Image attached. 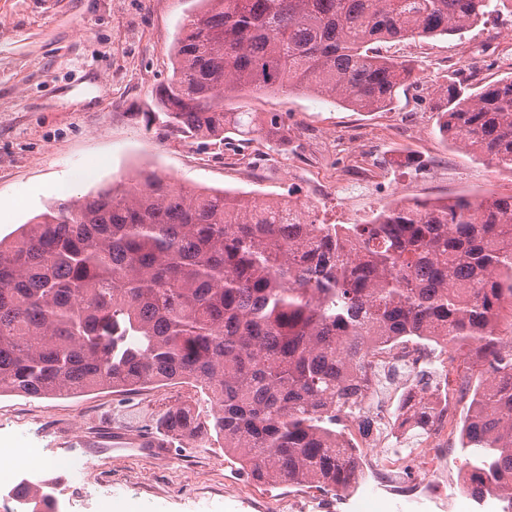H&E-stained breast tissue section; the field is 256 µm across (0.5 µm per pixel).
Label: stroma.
<instances>
[{"instance_id":"stroma-1","label":"stroma","mask_w":512,"mask_h":512,"mask_svg":"<svg viewBox=\"0 0 512 512\" xmlns=\"http://www.w3.org/2000/svg\"><path fill=\"white\" fill-rule=\"evenodd\" d=\"M188 7L186 0H0V237L59 197H81L146 169L178 182L214 189L293 196L328 224H356L384 205L405 199L442 202L459 195L512 194V170L445 142L437 113L445 104L440 84L454 80L476 88L512 75L499 62L504 49L496 19H483L460 35L380 43L382 55L409 60L420 73L396 107L364 112L304 91L251 99L258 112L282 113L287 141L257 139L244 151L208 139L183 140L145 128L141 113L156 87L172 74L170 49ZM482 49L459 70V51ZM356 136L357 150L377 156L380 178L392 191L349 182L317 184L323 158L312 132ZM264 152L269 162L248 166ZM211 405L189 383L146 387L136 393L93 391L53 398L0 396V449L15 438L36 448L35 468L65 482L58 457L84 448L94 470L129 488L112 512H353L361 495L375 494L383 512H448L461 493L454 480L466 451L460 429L466 413L454 401L448 419L422 432L384 424L382 444L359 451L362 478L335 494L309 486L255 481L223 449L194 448L157 456L116 453V436L155 431L169 409Z\"/></svg>"}]
</instances>
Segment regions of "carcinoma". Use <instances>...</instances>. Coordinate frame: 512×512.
<instances>
[{
	"label": "carcinoma",
	"instance_id": "carcinoma-1",
	"mask_svg": "<svg viewBox=\"0 0 512 512\" xmlns=\"http://www.w3.org/2000/svg\"><path fill=\"white\" fill-rule=\"evenodd\" d=\"M174 42L172 76L142 116L169 135L237 151L287 140L282 113L254 94L296 90L372 112L418 82L374 44L461 34L512 0H197ZM440 132L512 169V76L465 95L452 81ZM512 195L393 204L361 224H324L278 199L188 187L142 173L51 205L0 239V394L136 392L176 380L216 410L161 421L174 442L223 445L265 483L344 491L360 469L378 378L371 347L425 341L475 351L469 402L471 496L512 512ZM402 424L428 430L446 409L418 381ZM24 512H53L49 484H19Z\"/></svg>",
	"mask_w": 512,
	"mask_h": 512
}]
</instances>
